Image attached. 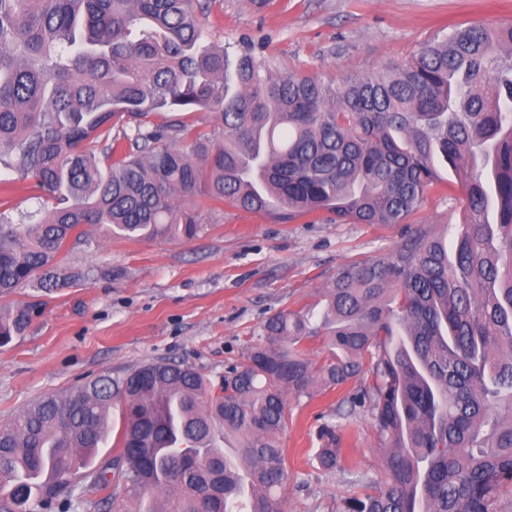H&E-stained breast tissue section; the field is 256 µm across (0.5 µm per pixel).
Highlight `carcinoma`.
I'll return each mask as SVG.
<instances>
[{
  "mask_svg": "<svg viewBox=\"0 0 512 512\" xmlns=\"http://www.w3.org/2000/svg\"><path fill=\"white\" fill-rule=\"evenodd\" d=\"M217 6L0 0V160L19 174L0 180V297L72 284L62 253L85 224L189 241L213 204L406 224L444 166L464 219L341 265L320 312L271 315L218 387L167 360L33 401L0 425V512L71 504L72 473L108 443L116 403L119 452L91 475L100 493L122 488L119 512H284L286 394L356 380L317 433L319 466L348 475L341 512H512V21L455 26L336 84L280 73L250 43L215 46ZM29 190L44 210L14 224L10 194ZM36 307L0 315V344ZM320 335L318 362L305 343ZM365 404L379 477L345 466V420Z\"/></svg>",
  "mask_w": 512,
  "mask_h": 512,
  "instance_id": "1",
  "label": "carcinoma"
}]
</instances>
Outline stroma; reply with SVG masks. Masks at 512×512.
Returning <instances> with one entry per match:
<instances>
[{"instance_id":"1","label":"stroma","mask_w":512,"mask_h":512,"mask_svg":"<svg viewBox=\"0 0 512 512\" xmlns=\"http://www.w3.org/2000/svg\"><path fill=\"white\" fill-rule=\"evenodd\" d=\"M509 20L512 0H269L260 11L224 0L213 39L252 42L280 72L338 81L406 61L451 27ZM461 196L455 182L429 194L406 224H339L328 213L281 223L225 204L202 210L204 230L187 242L106 238L85 226L64 260L79 284L23 287L0 298V313L39 303L29 331L0 347V424L41 396L156 360L185 363L220 384L267 317L314 304L340 265L391 252L409 229L458 223ZM353 391L289 399L286 512H340L348 487L340 472L318 466L316 433ZM346 424L348 463L377 472L370 408H358Z\"/></svg>"}]
</instances>
